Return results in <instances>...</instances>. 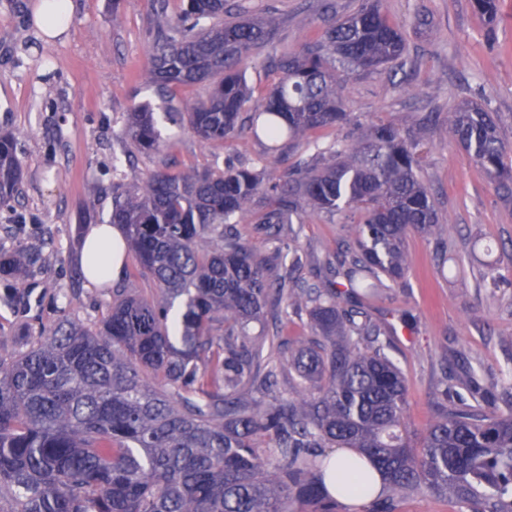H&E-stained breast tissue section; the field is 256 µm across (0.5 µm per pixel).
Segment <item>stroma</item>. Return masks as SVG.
<instances>
[{
	"label": "stroma",
	"instance_id": "stroma-1",
	"mask_svg": "<svg viewBox=\"0 0 512 512\" xmlns=\"http://www.w3.org/2000/svg\"><path fill=\"white\" fill-rule=\"evenodd\" d=\"M36 2L0 0V131L18 135L24 164L21 198L0 208V248L21 241L41 252L24 279L0 275V345L8 350L24 326L52 323L59 311L71 308L83 319L105 311L109 295L86 281L77 261L89 225L109 218L112 184L121 173L144 174L164 160L174 171L227 158L257 170L276 168L249 136L207 144L165 122L160 152L127 159L119 136L127 114L156 99L147 81L152 0H72L69 35L53 42L33 28ZM240 3L250 14L280 19L276 40L255 51L246 69L261 94L281 77L277 56L298 51L315 31L320 2ZM381 7L405 31V61L343 79L350 117L329 137L350 143L379 122L408 130L427 113L441 115L429 128L418 175L445 245L410 234L405 284H386L369 308L390 321V355L409 386L406 423L420 432L437 416L431 394L440 380L457 384L468 366L484 365L499 405L512 401V387L498 382L512 361V204L457 145L446 120L458 104L488 105L512 162V0H498L492 24L474 0H381ZM286 231L304 259V278L346 239L342 225L310 210ZM490 264L505 281L496 289L478 287ZM401 310L416 316L413 331H404Z\"/></svg>",
	"mask_w": 512,
	"mask_h": 512
}]
</instances>
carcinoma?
Instances as JSON below:
<instances>
[{
	"label": "carcinoma",
	"mask_w": 512,
	"mask_h": 512,
	"mask_svg": "<svg viewBox=\"0 0 512 512\" xmlns=\"http://www.w3.org/2000/svg\"><path fill=\"white\" fill-rule=\"evenodd\" d=\"M324 19L282 76L256 97L244 66L273 41L279 21L237 17L230 0H185L176 16L155 0L148 79L162 112L134 107L121 139L161 150L159 119L222 144L242 132L266 144L277 175L227 159L224 167L112 184L110 224L134 256L130 276L150 295L110 288L106 312L90 322L70 313L27 327L0 354V512H334L324 472L328 448H354L382 478L389 501L411 490L447 495L465 512H512V409L479 387L475 403L441 407L423 432L405 422L408 387L389 355L386 322L366 303L383 280L408 270L410 232L431 235L439 216L417 175L426 127L373 125L359 141H321L349 113L338 76L397 64L401 26L380 0H361ZM209 84L191 106L176 90ZM458 144L486 178L512 196V166L494 113L463 103L448 113ZM309 157L292 165L283 146ZM18 138L0 132V207L23 191ZM329 218L358 216L354 237L314 280L277 273L302 256L285 225L304 207ZM240 224L268 244L253 251ZM39 260L23 242L3 269L25 277ZM307 314L312 336L286 357L277 336L253 332L288 314ZM313 384L278 392L286 368Z\"/></svg>",
	"instance_id": "carcinoma-1"
}]
</instances>
